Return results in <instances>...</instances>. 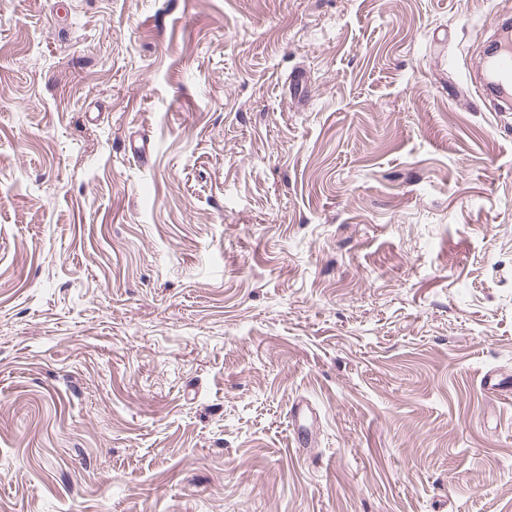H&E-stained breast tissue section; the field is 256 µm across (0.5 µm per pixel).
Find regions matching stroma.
<instances>
[{
	"label": "stroma",
	"mask_w": 512,
	"mask_h": 512,
	"mask_svg": "<svg viewBox=\"0 0 512 512\" xmlns=\"http://www.w3.org/2000/svg\"><path fill=\"white\" fill-rule=\"evenodd\" d=\"M512 0H0V512H512ZM510 27V23L500 25L495 41L499 46L490 60L486 58L485 68L492 72L498 84L512 87V30Z\"/></svg>",
	"instance_id": "obj_1"
}]
</instances>
